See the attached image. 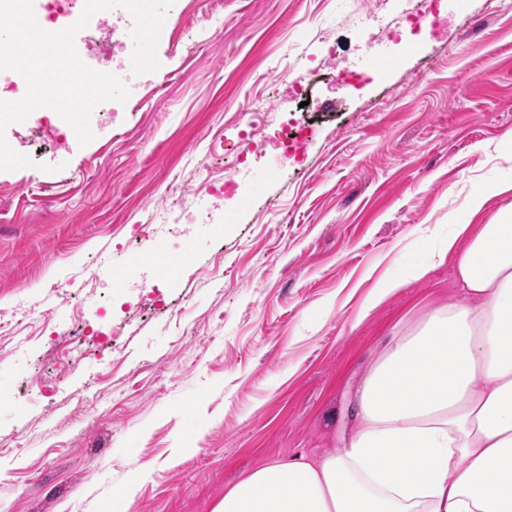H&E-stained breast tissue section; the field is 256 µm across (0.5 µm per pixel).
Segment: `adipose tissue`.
<instances>
[{
  "mask_svg": "<svg viewBox=\"0 0 512 512\" xmlns=\"http://www.w3.org/2000/svg\"><path fill=\"white\" fill-rule=\"evenodd\" d=\"M465 231L442 247L459 295L383 347L343 448L255 468L214 512H512V213Z\"/></svg>",
  "mask_w": 512,
  "mask_h": 512,
  "instance_id": "obj_1",
  "label": "adipose tissue"
}]
</instances>
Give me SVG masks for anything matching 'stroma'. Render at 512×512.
<instances>
[{
    "mask_svg": "<svg viewBox=\"0 0 512 512\" xmlns=\"http://www.w3.org/2000/svg\"><path fill=\"white\" fill-rule=\"evenodd\" d=\"M180 8L122 122L64 169L0 171V512H113L136 469L126 512H213L248 471L342 447L383 343L458 292L438 247L455 225L512 209V10L500 0H465L351 98L328 92L319 49L363 65L385 50L399 0L372 14L364 0ZM296 84L317 128L301 169L276 160ZM271 94L275 112L249 132ZM241 145L233 223H171L212 209L202 184ZM489 183L507 190L473 212ZM147 208L164 221L140 235ZM188 238L176 281L134 267ZM383 274L402 286L365 310ZM43 315L119 333L59 373L64 339L40 329Z\"/></svg>",
    "mask_w": 512,
    "mask_h": 512,
    "instance_id": "obj_1",
    "label": "stroma"
}]
</instances>
